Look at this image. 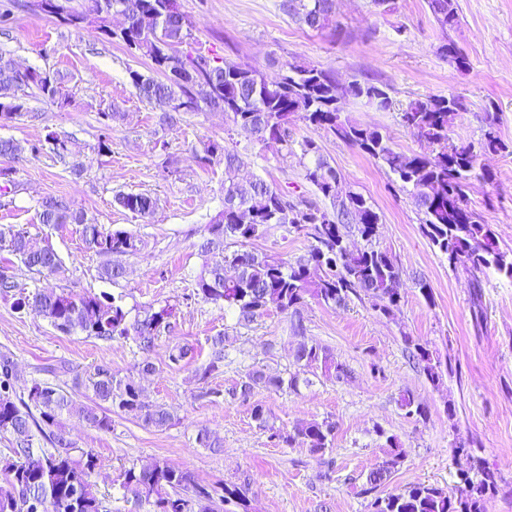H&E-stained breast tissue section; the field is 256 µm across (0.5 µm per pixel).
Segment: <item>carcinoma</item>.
<instances>
[{"instance_id": "cac0c4a2", "label": "carcinoma", "mask_w": 512, "mask_h": 512, "mask_svg": "<svg viewBox=\"0 0 512 512\" xmlns=\"http://www.w3.org/2000/svg\"><path fill=\"white\" fill-rule=\"evenodd\" d=\"M441 30L458 25L453 0H426ZM65 24L81 29L99 22L105 36L116 39L133 55L150 61V72L128 71L129 79L144 100L158 105L159 120L170 124L180 112H199L203 108L220 109L234 127H253L260 133L258 142L274 150L283 161L295 155L290 125L299 115L314 131H326L375 159L395 176L402 187L410 189L415 205L423 214L420 229L424 237L448 259V266L462 269L468 276L474 303V319L480 320L482 276L492 270L512 280V251L500 246L493 225L487 223L469 204L466 187L473 178L485 181L495 174L478 165L482 155L503 152L508 146L496 130L494 118L487 120L478 144L456 143L448 135L451 116L467 110L458 97L427 96L409 101L400 112L401 124L424 145V151L405 156L395 151L389 139L377 129L352 123L344 117L342 100L365 99L379 111L391 108L392 100L383 86L357 80L339 83L328 71L315 66H290L276 80L267 79L259 70L226 59L210 71L193 69L192 52L182 50L191 36L193 24L180 10L177 0H85L76 9L58 4ZM282 10L311 30L330 25L335 14V0H283ZM123 16L124 25L115 31L108 25L112 15ZM441 56L457 70L469 67V60L457 45L448 41L438 47ZM13 59L0 54V122L11 121L25 111L16 91L35 86L43 98L60 105L68 103L64 78L58 74L30 69L22 81L12 72ZM121 118L113 110L100 113L101 134L98 149H108L112 123ZM66 140L50 137L27 146L12 139H0V158L8 162L21 154H40L48 149L57 157L67 154ZM304 179L319 197L329 201L333 213L316 201H294L288 194L261 178L239 177L243 161L239 154L218 141L202 143L195 151L203 167L215 160L224 161V208L207 225L208 237L203 253L212 257L196 278L195 295L202 300L233 312L237 322L248 324L269 311L298 313L311 298L328 307H341L351 297L365 296L373 308L392 316L399 309L400 270L387 253L372 247L378 236L380 217L362 195L344 191L336 170L320 153L312 138L300 143ZM116 204L133 214L153 212L155 201L146 194L119 193ZM39 221L49 226L83 225L86 247L106 258L103 275L116 279L123 275L111 257L134 254L141 240L125 230H106L88 225L84 213L54 197L42 199ZM277 224L287 233H302L310 239L309 250L293 260H275L245 249V245L263 233L267 225ZM357 233L366 246L352 249L348 233ZM240 245L230 253L228 243ZM20 260L28 269L42 276L65 272L63 262L48 244L38 245L12 225H0V254ZM0 297L12 300L19 312L30 311L46 319L55 329L70 334L79 331L103 341L133 340L150 350L161 334L171 332L177 307L152 306L130 316L121 300L105 294H73L35 288H19L12 276L0 269ZM209 360L202 366L207 376L224 365V335L208 338ZM414 346L418 364L427 378L440 383L443 374L453 371L452 363L441 362L428 348ZM189 344L174 346L168 355L170 366L182 367L194 358ZM300 367L320 365L324 373L343 381L349 370L332 352L318 344H301L294 352ZM9 351H0V433L9 436L10 454L0 458V512H112L108 500L99 495L92 475L97 463L90 452L76 458L73 443L67 439L62 417L76 415L99 431L112 428L110 410L140 419L157 429L169 426L171 412L162 405L141 400L138 384L124 379L109 368L96 369L90 381L94 400L81 403L62 390L40 381H32L26 392L17 394V376ZM276 390L298 391L300 376L288 379L268 376L261 371L249 375L242 384L246 397L255 385ZM399 407L409 418L426 420L428 410L413 393L405 391ZM259 427L270 432L269 438L289 448L306 447L328 466L325 455L331 452L336 422L324 418L281 432L268 424L263 406L252 409ZM46 435L53 449L36 447V435ZM385 437L384 456L367 473L361 494L370 498V512H486L487 500L497 493L495 474L481 465L471 444L455 445L458 476L467 486L466 493L451 496L430 484H415L386 491L393 475L404 462L406 451L398 436L380 432ZM124 500L148 512H239L246 509L243 490L237 485L209 484L176 468L166 461L123 470L119 475Z\"/></svg>"}]
</instances>
